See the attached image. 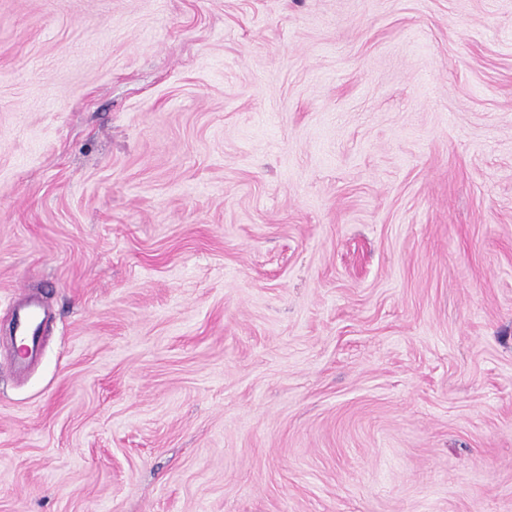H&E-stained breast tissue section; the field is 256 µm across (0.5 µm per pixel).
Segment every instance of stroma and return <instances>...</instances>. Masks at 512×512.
I'll return each mask as SVG.
<instances>
[{
  "mask_svg": "<svg viewBox=\"0 0 512 512\" xmlns=\"http://www.w3.org/2000/svg\"><path fill=\"white\" fill-rule=\"evenodd\" d=\"M0 512H512V0H0ZM38 319L39 315L35 310H28L20 315L16 334L19 341L27 342V345H34L38 336Z\"/></svg>",
  "mask_w": 512,
  "mask_h": 512,
  "instance_id": "stroma-1",
  "label": "stroma"
}]
</instances>
